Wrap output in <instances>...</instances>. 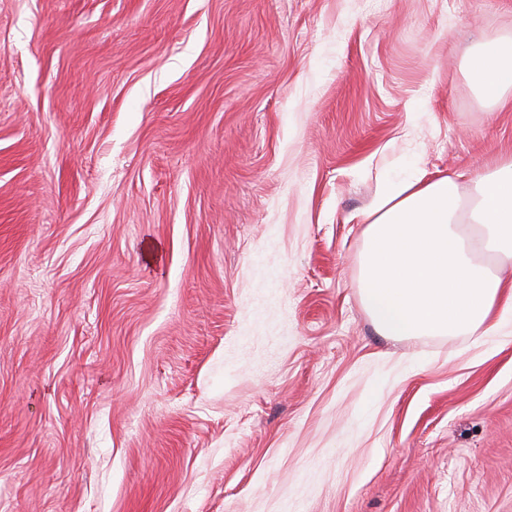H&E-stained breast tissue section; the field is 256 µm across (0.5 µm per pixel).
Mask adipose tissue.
<instances>
[{
    "instance_id": "1",
    "label": "adipose tissue",
    "mask_w": 512,
    "mask_h": 512,
    "mask_svg": "<svg viewBox=\"0 0 512 512\" xmlns=\"http://www.w3.org/2000/svg\"><path fill=\"white\" fill-rule=\"evenodd\" d=\"M471 77L499 102L512 87V47L484 44ZM357 281L377 332L391 337L489 336L512 326V161L473 182L417 170L393 180L364 212Z\"/></svg>"
}]
</instances>
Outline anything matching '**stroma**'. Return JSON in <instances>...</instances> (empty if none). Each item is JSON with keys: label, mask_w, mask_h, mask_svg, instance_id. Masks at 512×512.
Here are the masks:
<instances>
[{"label": "stroma", "mask_w": 512, "mask_h": 512, "mask_svg": "<svg viewBox=\"0 0 512 512\" xmlns=\"http://www.w3.org/2000/svg\"><path fill=\"white\" fill-rule=\"evenodd\" d=\"M512 0H0V512H512V337L380 335L384 178L512 159ZM471 77L483 98L499 102L512 87V47L484 44L472 61Z\"/></svg>", "instance_id": "35a3bbf8"}]
</instances>
